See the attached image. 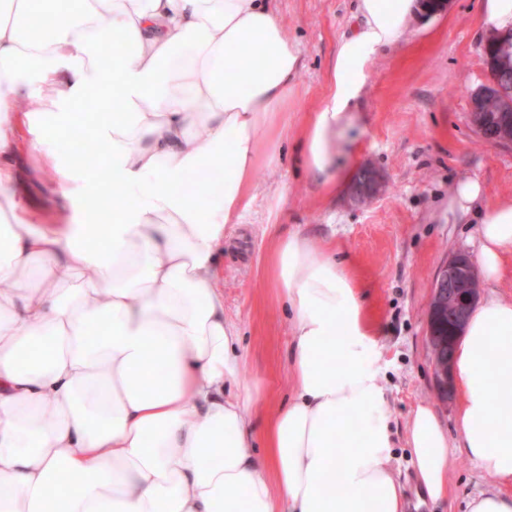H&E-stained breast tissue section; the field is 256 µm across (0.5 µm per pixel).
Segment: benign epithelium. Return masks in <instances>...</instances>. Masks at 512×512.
<instances>
[{
  "label": "benign epithelium",
  "instance_id": "7a95c632",
  "mask_svg": "<svg viewBox=\"0 0 512 512\" xmlns=\"http://www.w3.org/2000/svg\"><path fill=\"white\" fill-rule=\"evenodd\" d=\"M484 56L487 79L470 95L469 121L480 139L493 146H512V120L499 114L488 116L482 108L497 101L500 111L512 110V42L504 36L485 40ZM385 187L381 172L371 163L362 164L349 191L359 203L375 198ZM479 298V279L473 259L457 253L437 269L428 306V345L431 350L434 380L443 400L452 396L453 348L462 335L468 315ZM448 321V335L442 336L439 327Z\"/></svg>",
  "mask_w": 512,
  "mask_h": 512
}]
</instances>
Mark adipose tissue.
I'll return each instance as SVG.
<instances>
[{
  "label": "adipose tissue",
  "instance_id": "adipose-tissue-1",
  "mask_svg": "<svg viewBox=\"0 0 512 512\" xmlns=\"http://www.w3.org/2000/svg\"><path fill=\"white\" fill-rule=\"evenodd\" d=\"M416 0H357L328 91L299 130L326 195L346 161L369 65L398 43ZM49 35H33L35 26ZM133 44L105 60L106 40ZM301 51L273 0H0V512H405L391 413L369 353L380 329L328 241L278 238L268 265L293 325V394L258 456L236 384L239 330L224 316L219 250L273 165ZM53 109L23 112L27 72ZM103 166L43 153L86 106ZM61 186L110 179L109 212L35 218L16 185L18 132ZM448 213L478 217L476 259L498 283L512 197L458 182ZM454 432L417 406L419 482L448 492L450 448L494 483L466 512H512V301L486 295L457 344Z\"/></svg>",
  "mask_w": 512,
  "mask_h": 512
}]
</instances>
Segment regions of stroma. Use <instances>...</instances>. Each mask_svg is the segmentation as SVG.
<instances>
[{
    "instance_id": "1",
    "label": "stroma",
    "mask_w": 512,
    "mask_h": 512,
    "mask_svg": "<svg viewBox=\"0 0 512 512\" xmlns=\"http://www.w3.org/2000/svg\"><path fill=\"white\" fill-rule=\"evenodd\" d=\"M286 35L301 49L299 93L286 118L296 127L319 106L341 35L355 25L356 0H277ZM487 37L480 0H450L447 11L418 16L393 47L377 53L359 98L356 164L372 163L386 187L371 201L348 193L324 197L299 161L298 141L282 142L276 168L259 165L256 195L224 243V315L240 328V389L258 390L251 407L256 447L263 421L292 394L288 372L291 325L268 271L275 237L291 233L334 243L360 284L368 317L381 335L371 353L389 393L395 432L392 465L406 512H465L468 495L491 479L460 450L448 457V495L418 502L422 486L406 444L414 409L429 405L453 431L456 402L434 386L426 310L434 275L449 256L477 249V227L448 221V193L463 177L491 194L512 193V147L481 141L469 123V94L486 79ZM34 213L48 217L67 203L28 153L18 156Z\"/></svg>"
}]
</instances>
